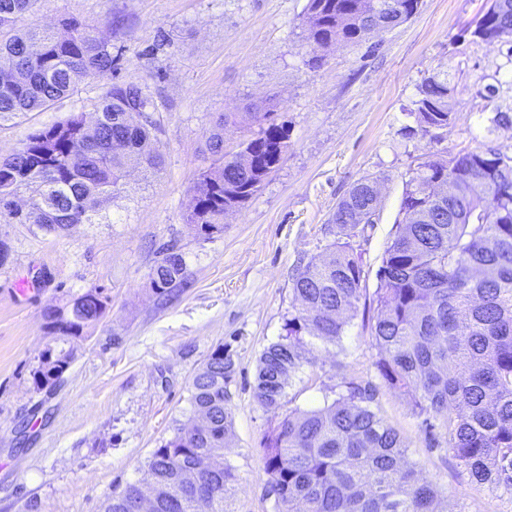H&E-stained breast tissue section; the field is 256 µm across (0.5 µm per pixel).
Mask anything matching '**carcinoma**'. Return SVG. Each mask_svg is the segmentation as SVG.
<instances>
[{"mask_svg": "<svg viewBox=\"0 0 512 512\" xmlns=\"http://www.w3.org/2000/svg\"><path fill=\"white\" fill-rule=\"evenodd\" d=\"M38 0H0V119L46 112L81 79L112 71V43L70 17L39 29L16 26ZM421 0H309L308 40L324 51L357 44L394 29ZM508 45L512 64V0H491L476 24ZM456 88L448 73L425 76L410 114L421 131H446ZM153 97L134 83L111 84L91 120L68 118L29 135L0 158V217L60 233L92 224L131 170L155 172L162 156ZM256 136L224 153V120L207 142L211 162L193 186L199 211L186 219L200 236L224 229V209L241 208L279 165L288 128L269 112H244ZM379 178L356 180L336 203L337 238L328 256L311 258L292 278L294 313L286 334L258 360L253 396L275 420L263 437L269 494L275 512H437L435 485L419 478L398 431L372 409L359 386L324 406L289 407L292 373L314 363L306 337L334 342L357 311L364 264L349 239L357 223L379 214ZM450 183L438 197L431 187ZM401 219L377 270L371 334L387 386L414 402L423 423L440 422L448 451L479 484L512 490V152L488 146L453 156L434 154L410 172ZM186 262L172 246L159 251L148 277L163 294L184 278ZM98 288L47 314L64 341L84 337L104 318ZM68 353L45 358L33 373L38 391L60 381ZM230 365L215 349L191 381V416L173 428L146 462L148 491L129 484L105 499L102 512H230L235 481L224 456L233 436L227 384Z\"/></svg>", "mask_w": 512, "mask_h": 512, "instance_id": "1", "label": "carcinoma"}]
</instances>
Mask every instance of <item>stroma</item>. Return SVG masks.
<instances>
[{"instance_id":"obj_1","label":"stroma","mask_w":512,"mask_h":512,"mask_svg":"<svg viewBox=\"0 0 512 512\" xmlns=\"http://www.w3.org/2000/svg\"><path fill=\"white\" fill-rule=\"evenodd\" d=\"M308 0H38L18 27L74 17L112 41L115 69L46 112L0 121V157L37 129L92 114L115 82L153 97L159 172H132L98 223L55 235L0 219L9 248L0 267V512H101L113 489L145 485V461L191 413L190 384L216 349L228 384L235 468L231 512H273L261 441L271 416L255 402L258 358L294 310L292 277L336 238L339 198L380 176L376 223L350 240L366 272L355 315L335 343L315 342L314 365L292 374L293 406L312 409L369 385L372 407L403 438L417 472L440 490L438 512H512V492L476 483L440 429H426L408 396L389 390L371 336L376 271L396 231L405 181L434 153L512 148V127H492L512 86L485 98L506 46L470 34L487 0H422L406 23L373 44L330 49L306 39ZM447 72L458 92L447 134L431 139L411 111L425 75ZM272 100L288 124V152L223 232L197 237L185 221L207 140L222 113ZM186 260L181 284L159 295L148 273L159 248ZM101 289L107 312L87 338L63 341L45 313L69 295ZM71 353L54 387L35 390L45 353Z\"/></svg>"}]
</instances>
